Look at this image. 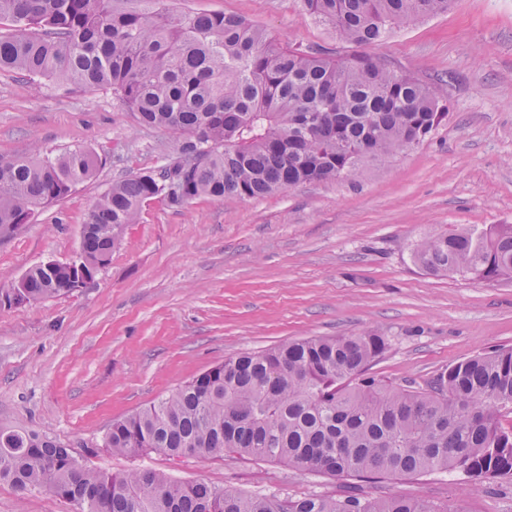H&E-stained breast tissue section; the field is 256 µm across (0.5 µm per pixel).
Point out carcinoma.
Returning <instances> with one entry per match:
<instances>
[{
	"label": "carcinoma",
	"mask_w": 512,
	"mask_h": 512,
	"mask_svg": "<svg viewBox=\"0 0 512 512\" xmlns=\"http://www.w3.org/2000/svg\"><path fill=\"white\" fill-rule=\"evenodd\" d=\"M118 9L112 0H0V71L108 88L139 120L180 138L169 161L114 183L84 224L78 265L40 264L0 303L67 295L94 277L142 207L198 197L262 198L314 181L349 178L414 149L448 119L447 99L378 58H333L277 42L245 20L171 14L164 0ZM305 11L358 46L445 13L454 0H301ZM103 158L76 147L50 157H0V225L66 197ZM433 274L493 282L512 276V224L437 234L412 245ZM385 337L315 336L242 352L157 403L112 421L104 447L208 459L232 452L351 484L434 471L469 482L512 480V348L448 367L424 388L385 386L367 371ZM0 482L46 489L76 512H441L416 497L298 500L254 496L151 470L104 474L46 432L0 430Z\"/></svg>",
	"instance_id": "obj_1"
}]
</instances>
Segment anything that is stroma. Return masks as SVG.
I'll use <instances>...</instances> for the list:
<instances>
[{
    "label": "stroma",
    "instance_id": "obj_1",
    "mask_svg": "<svg viewBox=\"0 0 512 512\" xmlns=\"http://www.w3.org/2000/svg\"><path fill=\"white\" fill-rule=\"evenodd\" d=\"M171 14L224 13L301 49L356 45L300 0H165ZM369 54L444 90L448 119L420 147L345 180L252 200L155 199L127 225L85 287L0 306V429L45 431L107 474L149 469L246 494L336 496L344 481L274 462L115 455L113 420L144 409L226 357L311 336L374 332L388 347L370 370L386 385H425L451 365L512 347V278L486 282L422 270L413 243L512 224V0H456L391 31ZM78 146L107 162L65 198L0 238V288L29 268L78 256L88 213L112 181L178 153L108 90L34 87L0 71V157L57 156ZM376 497H422L448 512H512V481L452 473L364 484ZM0 512H75L47 490L0 482Z\"/></svg>",
    "mask_w": 512,
    "mask_h": 512
}]
</instances>
